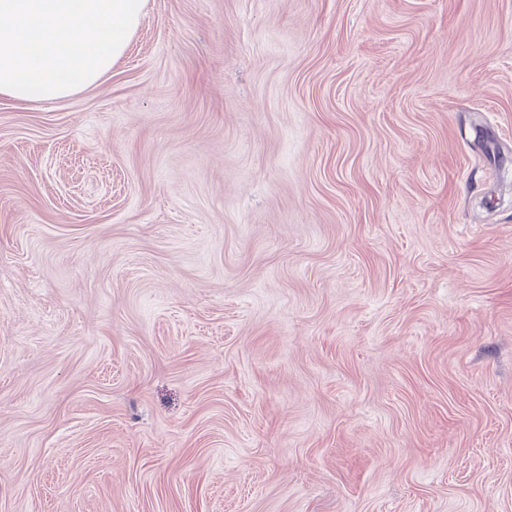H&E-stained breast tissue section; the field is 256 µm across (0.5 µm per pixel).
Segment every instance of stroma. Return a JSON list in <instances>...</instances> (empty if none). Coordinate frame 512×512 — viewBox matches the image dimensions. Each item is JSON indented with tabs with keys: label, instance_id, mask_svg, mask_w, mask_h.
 <instances>
[{
	"label": "stroma",
	"instance_id": "1",
	"mask_svg": "<svg viewBox=\"0 0 512 512\" xmlns=\"http://www.w3.org/2000/svg\"><path fill=\"white\" fill-rule=\"evenodd\" d=\"M0 512H512V0H147L0 97Z\"/></svg>",
	"mask_w": 512,
	"mask_h": 512
}]
</instances>
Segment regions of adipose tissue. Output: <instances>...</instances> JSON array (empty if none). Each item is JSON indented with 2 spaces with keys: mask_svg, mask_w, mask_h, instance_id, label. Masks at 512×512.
I'll use <instances>...</instances> for the list:
<instances>
[{
  "mask_svg": "<svg viewBox=\"0 0 512 512\" xmlns=\"http://www.w3.org/2000/svg\"><path fill=\"white\" fill-rule=\"evenodd\" d=\"M146 0H0V97L53 102L124 56Z\"/></svg>",
  "mask_w": 512,
  "mask_h": 512,
  "instance_id": "obj_1",
  "label": "adipose tissue"
}]
</instances>
